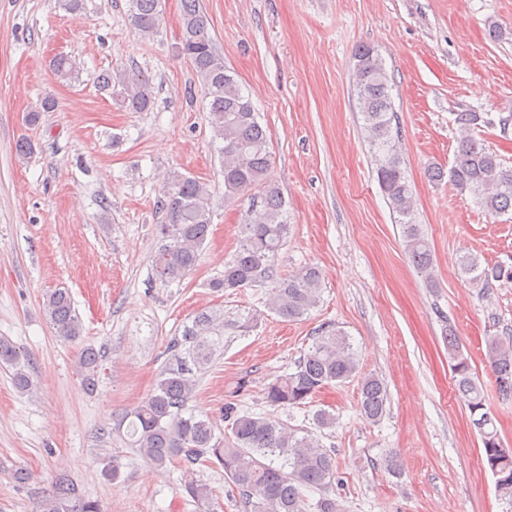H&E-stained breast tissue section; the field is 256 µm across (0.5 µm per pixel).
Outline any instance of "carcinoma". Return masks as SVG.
I'll return each instance as SVG.
<instances>
[{
    "label": "carcinoma",
    "instance_id": "obj_1",
    "mask_svg": "<svg viewBox=\"0 0 512 512\" xmlns=\"http://www.w3.org/2000/svg\"><path fill=\"white\" fill-rule=\"evenodd\" d=\"M162 17V0H128V21L140 37H153ZM177 51L190 63L205 92L209 124L220 141L224 199L230 201L258 191L244 213L239 245L231 260L224 263V275L211 287L234 292L271 282L269 309L286 320H299L320 302L322 273L308 265L286 278L278 277L276 260L288 238L289 224L281 192L267 180L271 163L267 133L249 96L216 51L200 0H181ZM355 58V92L379 188L401 228L405 255L429 279L432 254L422 226L414 221L412 187L393 128L390 75L371 47L359 48ZM53 70L63 81L76 80L80 74L77 62L66 55L53 59ZM96 86L134 112H147L153 106L149 80L137 71L115 75L101 72L96 76ZM454 122L461 137L453 164L447 170L431 166L427 177L435 183L448 180L492 215L512 211V166L505 165L494 151L470 135L473 127L492 120L479 112L464 111L455 113ZM159 203L164 223L157 226L162 246L155 256L154 272L159 280L173 282L194 270L199 262L212 224L210 194L197 178L174 173L168 176ZM458 265L461 273L482 290L494 282L512 283V265H483L469 253L459 257ZM45 308L59 336L70 341L81 336L82 323L68 291L49 293ZM222 336L224 314L202 312L185 326L181 338L172 340L154 392L121 419L131 445L161 471L171 465L186 474L193 473L197 465L224 469L249 512H308L310 508L314 512H337L336 499L326 494L336 481L335 459L316 437L308 433L299 437L283 424L227 403L224 421L231 434L220 439L210 418L189 408L197 374L212 362ZM446 339L455 390L480 435L497 497L506 512H512V448L505 447L498 434L496 417L486 405L480 380L472 372L453 329H448ZM485 343L496 389L502 398L511 399L512 336H488ZM79 365L84 385L95 386L99 352L84 348ZM0 367L12 370L19 391L32 389L28 354L2 338ZM355 377L360 381L361 413L370 421H379L386 413L385 384L377 377L361 375L357 352L342 331L324 328L295 372L267 384L265 399L271 406L299 408L325 387ZM184 489L198 504L211 506L213 491L209 485L190 479ZM315 491L321 497L312 507L306 493ZM39 512L101 510L97 502L79 493L68 476L60 475L41 500Z\"/></svg>",
    "mask_w": 512,
    "mask_h": 512
}]
</instances>
